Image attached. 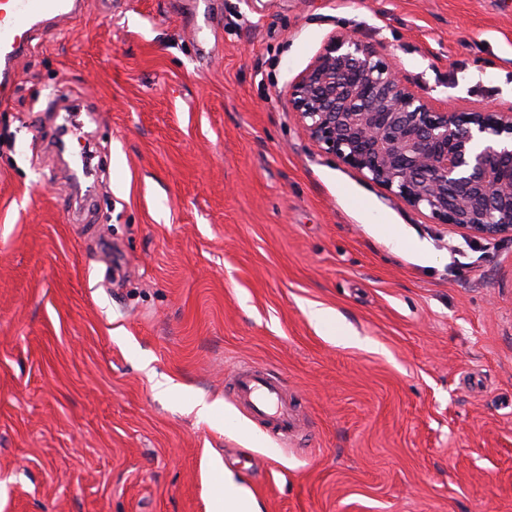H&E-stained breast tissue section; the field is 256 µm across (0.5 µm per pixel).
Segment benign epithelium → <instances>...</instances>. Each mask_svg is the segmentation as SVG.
Wrapping results in <instances>:
<instances>
[{
  "label": "benign epithelium",
  "instance_id": "benign-epithelium-1",
  "mask_svg": "<svg viewBox=\"0 0 512 512\" xmlns=\"http://www.w3.org/2000/svg\"><path fill=\"white\" fill-rule=\"evenodd\" d=\"M288 106L325 153L435 223L512 238V111L439 107L348 32L291 83Z\"/></svg>",
  "mask_w": 512,
  "mask_h": 512
}]
</instances>
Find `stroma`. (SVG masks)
<instances>
[{"instance_id":"stroma-1","label":"stroma","mask_w":512,"mask_h":512,"mask_svg":"<svg viewBox=\"0 0 512 512\" xmlns=\"http://www.w3.org/2000/svg\"><path fill=\"white\" fill-rule=\"evenodd\" d=\"M339 32L427 100L512 108V0H87L35 37L0 100V512H224L228 473L261 512H512V240L305 135L287 90ZM63 85L107 193L57 168ZM244 362L295 437L226 393ZM284 386L281 377L250 363L238 365L225 379V388L233 400L275 437H288L297 425Z\"/></svg>"}]
</instances>
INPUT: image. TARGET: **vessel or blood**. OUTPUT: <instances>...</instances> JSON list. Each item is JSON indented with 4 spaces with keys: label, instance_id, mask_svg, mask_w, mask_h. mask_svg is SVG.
I'll return each mask as SVG.
<instances>
[{
    "label": "vessel or blood",
    "instance_id": "vessel-or-blood-1",
    "mask_svg": "<svg viewBox=\"0 0 512 512\" xmlns=\"http://www.w3.org/2000/svg\"><path fill=\"white\" fill-rule=\"evenodd\" d=\"M83 7L84 0H0V90H14L33 34L52 31L55 22L78 17ZM284 386L281 377L250 363L238 365L225 379L233 400L277 437L287 436L297 425Z\"/></svg>",
    "mask_w": 512,
    "mask_h": 512
}]
</instances>
